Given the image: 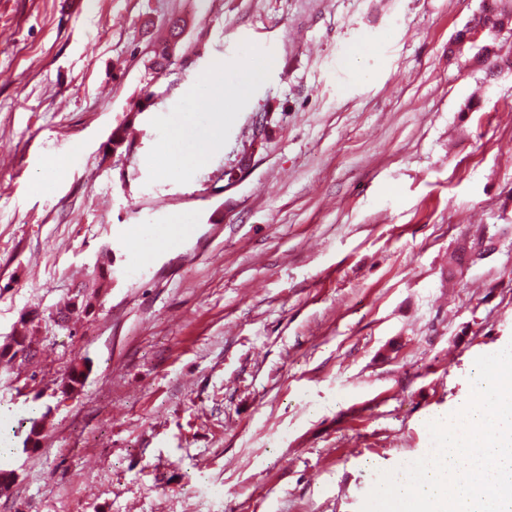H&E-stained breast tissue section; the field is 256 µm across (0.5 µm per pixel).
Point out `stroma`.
<instances>
[{"label": "stroma", "mask_w": 512, "mask_h": 512, "mask_svg": "<svg viewBox=\"0 0 512 512\" xmlns=\"http://www.w3.org/2000/svg\"><path fill=\"white\" fill-rule=\"evenodd\" d=\"M481 2L0 0V342L26 313L39 347L0 368V512H360L429 450L512 343V71L456 42ZM252 71L223 148L169 166L205 79ZM77 288L92 314L56 327ZM178 21V20H176ZM174 21L171 25L170 34L167 39L164 41L158 43L154 50V56L153 60L150 65V69L152 70H167L172 64V62H169V52L170 57L172 61H175V53H174V46L170 48L171 42L174 39L176 35V28L175 24L177 23ZM170 48V50H169Z\"/></svg>", "instance_id": "stroma-1"}]
</instances>
